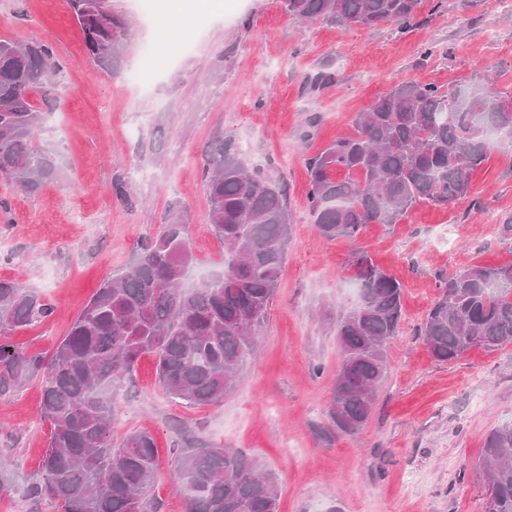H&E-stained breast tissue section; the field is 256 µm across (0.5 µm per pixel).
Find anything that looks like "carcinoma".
<instances>
[{"label":"carcinoma","mask_w":512,"mask_h":512,"mask_svg":"<svg viewBox=\"0 0 512 512\" xmlns=\"http://www.w3.org/2000/svg\"><path fill=\"white\" fill-rule=\"evenodd\" d=\"M421 0H282L299 21L338 27L393 24L402 31ZM85 50L110 69L128 32L112 4L68 0ZM61 65L41 42L0 39V178L33 195L59 175L35 143L55 98ZM512 135V107L493 85L444 88L404 79L359 113L355 133L307 159V200L327 241L354 240L368 224H395L425 202L446 207L469 195L471 175L490 154V132ZM209 220L224 243V272L188 286L194 255L180 214L145 242L134 264L105 281L50 357L7 341L49 318L36 293L0 279V397L41 379L40 414L51 422L41 478L23 488L60 512H161L151 498L159 474L155 442L144 430L114 438L113 391L139 359L156 358L166 393L194 407L221 404L255 349L277 288L291 224L287 188L249 168L231 137L204 160ZM359 303L336 321L343 363L332 391L330 426L355 435L371 418L385 379L387 350L399 336L403 287L358 252ZM418 336L438 362L473 348L512 344V264L473 266L439 277ZM493 490L489 512H512V423L489 433L476 464ZM185 512H276L275 480L239 448L199 442L176 450L170 472Z\"/></svg>","instance_id":"carcinoma-1"}]
</instances>
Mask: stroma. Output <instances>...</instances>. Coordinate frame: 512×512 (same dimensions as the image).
<instances>
[{"instance_id":"stroma-1","label":"stroma","mask_w":512,"mask_h":512,"mask_svg":"<svg viewBox=\"0 0 512 512\" xmlns=\"http://www.w3.org/2000/svg\"><path fill=\"white\" fill-rule=\"evenodd\" d=\"M130 21L112 71L87 54L67 0H0V37L39 40L62 57L49 121L35 135L61 167L34 195L0 181V279L54 307L13 332L23 349L51 354L102 282L129 268L144 239L180 213L195 256L192 277L224 268L208 220L202 160L219 138L249 167L288 184L291 237L260 347L224 403L189 407L161 388L153 357L115 393L114 431L152 433L162 512H184L169 478L174 447L193 435L259 459L278 487L277 512H483L475 476L486 438L512 422V345L434 360L417 336L439 279L475 265L512 264V144L494 143L467 198L416 205L357 239L319 238L306 160L352 133L360 112L404 78L445 87L492 83L512 98V14L497 0H421L407 31L392 24L345 30L299 22L281 0H220L189 22L159 26L157 0H117ZM437 46L425 59V47ZM320 71L334 80L314 90ZM404 288L399 337L377 409L356 435L329 428L343 355L336 320L359 301L353 253ZM42 383L0 398V456L15 492L0 512H56L21 489L41 474L51 424Z\"/></svg>"}]
</instances>
